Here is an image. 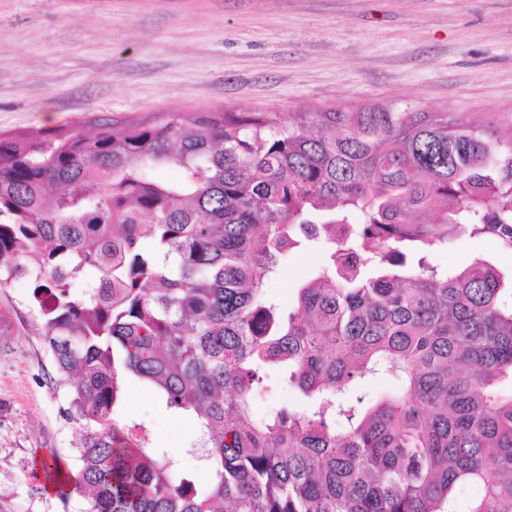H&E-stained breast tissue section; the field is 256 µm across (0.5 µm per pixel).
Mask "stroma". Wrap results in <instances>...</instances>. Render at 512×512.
Instances as JSON below:
<instances>
[{
  "mask_svg": "<svg viewBox=\"0 0 512 512\" xmlns=\"http://www.w3.org/2000/svg\"><path fill=\"white\" fill-rule=\"evenodd\" d=\"M512 114V0H0V132L139 120L158 112H318L373 104ZM512 278V244L463 232L434 264L475 260ZM324 261L286 254L266 283L281 304ZM18 281L0 288V512H83L43 465L74 463L82 429ZM121 419L205 482L196 428L128 380Z\"/></svg>",
  "mask_w": 512,
  "mask_h": 512,
  "instance_id": "stroma-1",
  "label": "stroma"
}]
</instances>
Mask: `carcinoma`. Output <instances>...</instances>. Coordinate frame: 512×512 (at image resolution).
<instances>
[{
  "label": "carcinoma",
  "mask_w": 512,
  "mask_h": 512,
  "mask_svg": "<svg viewBox=\"0 0 512 512\" xmlns=\"http://www.w3.org/2000/svg\"><path fill=\"white\" fill-rule=\"evenodd\" d=\"M450 226L512 243L497 113L170 110L0 133V288L28 284L84 429L58 496L84 512H512V303L490 263L430 262ZM309 243L325 263L286 309L264 284ZM269 366L294 397L259 414ZM128 376L195 416L205 485L117 418ZM380 376L396 387L365 395ZM466 483L481 495L462 511Z\"/></svg>",
  "instance_id": "obj_1"
}]
</instances>
